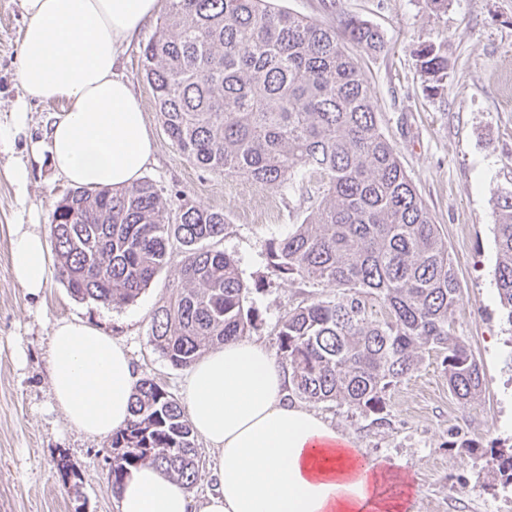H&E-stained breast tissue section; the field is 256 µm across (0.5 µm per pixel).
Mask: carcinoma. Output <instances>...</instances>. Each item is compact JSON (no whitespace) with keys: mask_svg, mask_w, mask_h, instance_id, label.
Returning a JSON list of instances; mask_svg holds the SVG:
<instances>
[{"mask_svg":"<svg viewBox=\"0 0 512 512\" xmlns=\"http://www.w3.org/2000/svg\"><path fill=\"white\" fill-rule=\"evenodd\" d=\"M347 43L384 48L380 32L352 16L326 26L268 0H167L142 67L169 138L196 166L312 199L308 216L272 242L268 256L282 277L335 293L283 318L278 361L291 394L345 403L381 424L388 388L418 369L421 349L443 355L448 389L463 406L482 375L452 332L460 303L454 261L378 126L374 95ZM416 57L438 91L448 58L433 43ZM181 197L164 196L148 179L119 191L78 187L57 203L50 233L70 294L114 305L134 301L179 243L178 283L153 313L150 342L186 368L207 348L245 335L253 314L237 261L203 246L224 238V212L175 204ZM496 206L495 280L512 324V193ZM107 461L114 493L144 464L192 489L198 448L178 399L138 380Z\"/></svg>","mask_w":512,"mask_h":512,"instance_id":"carcinoma-1","label":"carcinoma"}]
</instances>
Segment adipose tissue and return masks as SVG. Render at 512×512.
Segmentation results:
<instances>
[{"label":"adipose tissue","mask_w":512,"mask_h":512,"mask_svg":"<svg viewBox=\"0 0 512 512\" xmlns=\"http://www.w3.org/2000/svg\"><path fill=\"white\" fill-rule=\"evenodd\" d=\"M16 102L67 101L31 147L56 175L88 188L138 181L155 152L141 101L119 71L125 48L158 0H22ZM12 273L28 295L49 282V248L29 225L11 233ZM50 385L68 423L106 437L130 416L136 375L125 349L96 327L58 323L49 341ZM288 381L264 346L239 339L198 360L184 380L189 421L213 456L215 488L192 501L150 465L130 469L116 512H402L388 470L366 474L352 438L288 401Z\"/></svg>","instance_id":"adipose-tissue-1"}]
</instances>
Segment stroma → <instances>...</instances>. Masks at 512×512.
<instances>
[{
	"instance_id": "35a3bbf8",
	"label": "stroma",
	"mask_w": 512,
	"mask_h": 512,
	"mask_svg": "<svg viewBox=\"0 0 512 512\" xmlns=\"http://www.w3.org/2000/svg\"><path fill=\"white\" fill-rule=\"evenodd\" d=\"M274 6L326 25L354 15L382 32V52L352 45L347 51L374 93L379 127L441 227L460 285L454 334L483 372L479 397L460 405L441 355L424 351L418 370L388 391L385 423L338 402L312 409L353 437L373 462L409 476L404 512H512V488H504L489 455L512 448V324L494 276L496 198L512 192V0H448L439 9L429 0H275ZM160 22L157 16L147 22L121 63L157 145L143 176L164 193L179 190L193 204L223 210L229 227L217 247L237 260L255 313L246 337L277 351L283 317L307 298L333 293L282 279L269 264L271 240L293 231L310 203L297 192L202 170L173 144L141 74L142 48ZM25 23L21 0H0V512H115L105 460L111 440L79 433L54 403L50 333L74 318L103 328L128 352L138 378L184 399L186 369L172 366L150 343L153 312L178 282L181 254L173 252L150 285L121 306L74 299L55 275L37 297L14 280V225L33 222L49 233L55 206L71 189L31 155L63 102L29 103L24 124L16 122ZM429 41L448 57L437 94L414 55ZM19 162L29 172L23 188L11 176ZM63 456L80 473L79 486L60 479L56 465Z\"/></svg>"
}]
</instances>
